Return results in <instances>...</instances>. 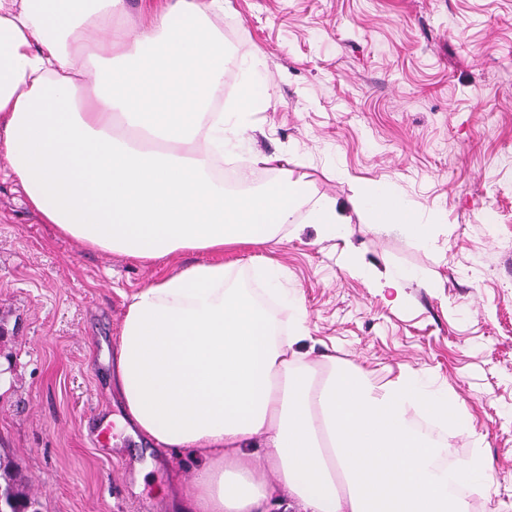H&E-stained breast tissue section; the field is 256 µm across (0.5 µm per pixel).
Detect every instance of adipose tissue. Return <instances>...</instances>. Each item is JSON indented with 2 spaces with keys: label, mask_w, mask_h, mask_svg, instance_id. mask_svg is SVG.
I'll return each instance as SVG.
<instances>
[{
  "label": "adipose tissue",
  "mask_w": 512,
  "mask_h": 512,
  "mask_svg": "<svg viewBox=\"0 0 512 512\" xmlns=\"http://www.w3.org/2000/svg\"><path fill=\"white\" fill-rule=\"evenodd\" d=\"M126 13L125 0H0V154L41 221L87 249L142 262L209 255L127 295L114 356L137 433L205 459L180 486L178 512H470V496L493 484L491 461L446 467V446L414 421L469 434L457 397L407 366L378 381L332 354L308 358L302 298L289 300L282 333L223 260L281 240L302 211L344 240L350 274L399 304L417 273L368 274L345 210L422 246L431 225L386 183L359 182L344 207L259 153L250 164L272 169L269 183L226 191L225 126L247 136L268 97L253 82L238 106L216 104L224 0H142L132 28L116 23ZM93 59L108 69L90 70ZM87 76L93 91L78 97Z\"/></svg>",
  "instance_id": "ef3b65f1"
}]
</instances>
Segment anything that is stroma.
Returning <instances> with one entry per match:
<instances>
[{"label": "stroma", "instance_id": "35a3bbf8", "mask_svg": "<svg viewBox=\"0 0 512 512\" xmlns=\"http://www.w3.org/2000/svg\"><path fill=\"white\" fill-rule=\"evenodd\" d=\"M218 25L227 99L263 80L245 146L282 154L293 175L338 201L382 180L428 219V246L375 231L349 211L367 267L413 269L401 305L343 267L341 241L296 221L270 248L224 263L245 287L304 299L301 351L372 370L408 365L452 389L478 435L441 433L449 454L488 456L494 484L482 512H512V0H230ZM198 253L142 263L59 236L0 171V460L40 512H169L172 482L194 478L189 453L153 449L121 426L111 387L125 294L201 261ZM284 267L272 291L264 264ZM112 428L122 456L97 451Z\"/></svg>", "mask_w": 512, "mask_h": 512}]
</instances>
